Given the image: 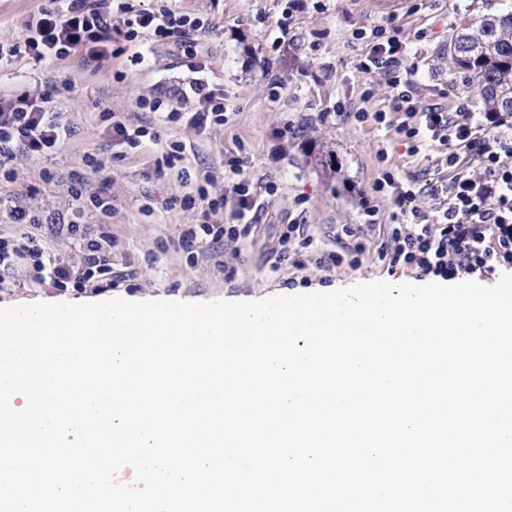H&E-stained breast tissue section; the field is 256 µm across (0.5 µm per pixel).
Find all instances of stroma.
Returning <instances> with one entry per match:
<instances>
[{"label": "stroma", "mask_w": 512, "mask_h": 512, "mask_svg": "<svg viewBox=\"0 0 512 512\" xmlns=\"http://www.w3.org/2000/svg\"><path fill=\"white\" fill-rule=\"evenodd\" d=\"M176 10L212 22V31L196 39L192 55L169 46L155 47L137 59L113 58L99 72L83 71L77 58L47 62L23 55L0 68V92L53 93L74 127L71 139L47 156L18 154L10 173L0 172V237L22 235L12 207L35 213L42 224L36 236L47 253H70L67 240L52 236L55 224H110L113 268L130 267L133 277L109 283L93 280L59 288L52 282L23 285L0 279V307L32 302L78 303L84 298L155 297L189 302L266 298L328 292L349 283L391 280L414 282L407 272L382 269L377 248L394 213L386 197L372 187L383 167L415 173L427 181L445 180L447 169L434 158L409 156L393 144L392 134L374 122L357 120L358 111H390L394 90L379 74L358 72L366 47L358 31L376 25L398 29L407 41V58L417 71L416 108L438 104L445 111L481 106L448 64V36L470 13L471 0H170ZM48 0H0V37L19 42L29 16ZM204 65L224 88L230 111L226 125L203 137L170 123L165 141L185 146L189 173L219 171L226 150L243 145L247 172L274 181L278 191L260 210V226L239 242L224 241L218 258H193L180 236L200 212L182 198L195 195L194 183H181L177 169L158 164L155 145L127 150L113 159L110 182H102L86 164L105 151L103 110L132 122L142 119L140 98H152L182 82L189 65ZM73 91H66L64 82ZM389 144L386 162L376 152ZM55 174L48 182L43 172ZM109 200L102 216L93 195ZM308 226L313 245L296 261L273 252L289 221ZM354 228L356 236L345 233ZM363 253H355L356 244ZM339 252L344 265L324 270L325 252ZM359 258L357 267L349 259Z\"/></svg>", "instance_id": "stroma-1"}]
</instances>
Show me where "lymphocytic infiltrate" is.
Returning a JSON list of instances; mask_svg holds the SVG:
<instances>
[{
  "label": "lymphocytic infiltrate",
  "mask_w": 512,
  "mask_h": 512,
  "mask_svg": "<svg viewBox=\"0 0 512 512\" xmlns=\"http://www.w3.org/2000/svg\"><path fill=\"white\" fill-rule=\"evenodd\" d=\"M22 43L0 42V64H11L28 53L52 62L78 55L85 71L95 73L115 57V45L126 43H167L181 47L190 36L210 33L211 22L190 19L169 6L135 11L130 0H52L29 17ZM370 49L357 63L360 72L382 74L395 88L392 109L397 120L385 113L358 112L359 120H373L392 131L395 141L406 144L409 154L446 148L448 166L478 161L480 176L455 173L448 183H420L418 178L383 169L374 192L385 195L401 215L404 224L389 225L378 248V259L389 273L410 269L422 276L445 280L463 274L493 275L512 272V119L499 112H445L436 106L415 108L416 71L408 67L406 45L384 26L371 28L365 36ZM142 111L153 113L149 124L132 125L123 117L104 112L106 136L111 147L137 148L144 141L159 143L160 125L180 123L207 135L225 125L229 117L224 91L214 85L204 69H196L187 84L173 94L141 100ZM72 133L65 113L59 112L52 94L37 97L28 93L0 94V170L7 168L18 153L42 156L59 150ZM277 185L255 180L244 169L239 152L224 154L221 172H206L197 189L202 204L200 223L184 229L180 238L186 249H194L199 235L212 242L233 241L250 236L261 208L262 196L276 194ZM440 198L435 216L424 215L417 202L422 196ZM232 204L239 225L224 228L219 221L225 204ZM78 225H57L56 234L79 242V263L58 254L45 260L38 240L24 235L0 237V271L13 273L15 258L28 254L34 263L25 278L33 283L46 280L57 286L86 282L112 271V233L100 225L96 234L78 238Z\"/></svg>",
  "instance_id": "lymphocytic-infiltrate-1"
}]
</instances>
